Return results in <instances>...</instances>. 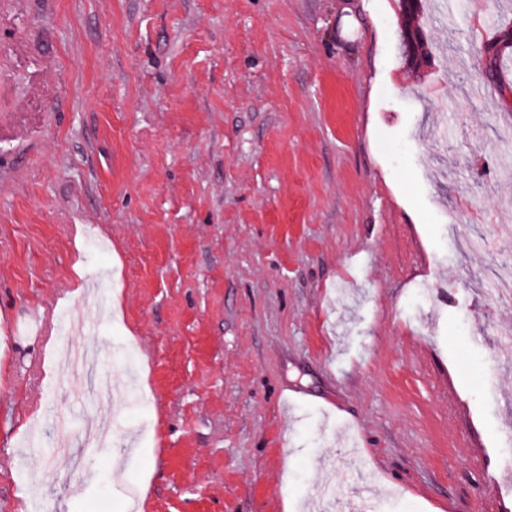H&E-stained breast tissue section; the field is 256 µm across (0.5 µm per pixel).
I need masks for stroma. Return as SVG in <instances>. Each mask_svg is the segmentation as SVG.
I'll list each match as a JSON object with an SVG mask.
<instances>
[{
    "label": "stroma",
    "instance_id": "stroma-1",
    "mask_svg": "<svg viewBox=\"0 0 512 512\" xmlns=\"http://www.w3.org/2000/svg\"><path fill=\"white\" fill-rule=\"evenodd\" d=\"M403 20L0 0V507L512 512V0H422L420 69Z\"/></svg>",
    "mask_w": 512,
    "mask_h": 512
}]
</instances>
